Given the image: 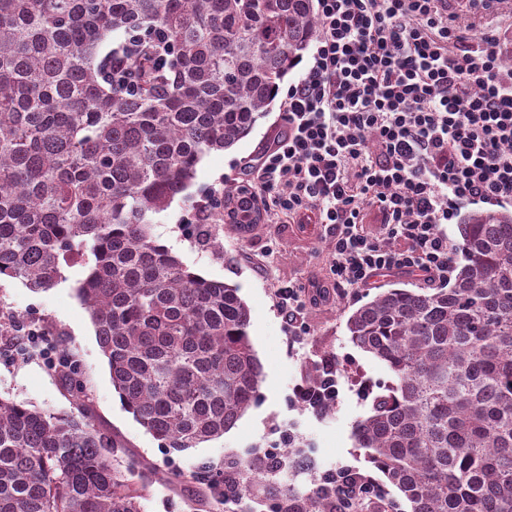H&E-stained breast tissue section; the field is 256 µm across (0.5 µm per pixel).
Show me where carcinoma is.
Instances as JSON below:
<instances>
[{"label": "carcinoma", "mask_w": 512, "mask_h": 512, "mask_svg": "<svg viewBox=\"0 0 512 512\" xmlns=\"http://www.w3.org/2000/svg\"><path fill=\"white\" fill-rule=\"evenodd\" d=\"M319 31L314 0H0V278L76 288L112 385L163 447L224 436L260 394L239 288L159 242L157 216L202 158L248 137ZM116 43L103 54L107 40ZM226 224L264 219L224 187ZM443 288H381L347 320L393 377L353 436L407 512H512V210L472 209ZM71 410L0 399V512H144L139 467L114 465L83 383ZM266 471L243 467L239 495ZM351 512L390 503L354 475ZM284 488L270 512H337Z\"/></svg>", "instance_id": "cac0c4a2"}]
</instances>
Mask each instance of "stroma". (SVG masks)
Listing matches in <instances>:
<instances>
[{
  "instance_id": "1",
  "label": "stroma",
  "mask_w": 512,
  "mask_h": 512,
  "mask_svg": "<svg viewBox=\"0 0 512 512\" xmlns=\"http://www.w3.org/2000/svg\"><path fill=\"white\" fill-rule=\"evenodd\" d=\"M284 124L279 107H272L254 131L232 149L205 156L186 198H175L153 228L162 243L197 273L238 286L250 310L251 341L263 367L260 397L224 437L170 454L125 409L112 385L89 313L76 293L87 273L85 265L66 268L65 281L47 291L36 292L6 278L0 280V311L14 317L17 324L47 329L50 340L77 362L96 423L120 442L119 463L144 465L145 512H210L213 491L207 483L193 479V472L205 464L224 469L232 461L264 466L263 454L271 446L270 428L275 424H288L295 446L313 466L281 472L277 482H265L262 495L231 503L232 512H268L267 495L288 485L312 488L321 472L339 466L363 472L370 469L353 438L355 421L366 416L373 404L372 397L358 395V382L367 379L382 389L392 377L380 362L348 339L346 321L361 298L342 299L332 293V276L321 251L322 225L311 221L264 223L243 236L231 225L220 224L215 229L222 244L218 251L187 238L181 230L195 201L211 187L219 186L225 175L240 173L262 146L272 143ZM288 281L299 283L307 292L316 285L329 290L325 298L307 301L304 319L310 333L297 345L289 344L288 327L273 298L274 285ZM329 352L336 354L345 369L338 405L320 418L289 406L292 385L310 376L320 357ZM0 398L52 412L71 408L60 377L50 370L42 354L13 356L1 340Z\"/></svg>"
}]
</instances>
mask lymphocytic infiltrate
Masks as SVG:
<instances>
[{"mask_svg":"<svg viewBox=\"0 0 512 512\" xmlns=\"http://www.w3.org/2000/svg\"><path fill=\"white\" fill-rule=\"evenodd\" d=\"M511 2L469 0L452 15L441 0H317L309 65L246 185L269 223L308 213L323 225L337 293L394 271L446 282L458 251L447 225L469 205L512 204V25L472 37L477 13ZM341 376L324 356L294 405L322 416Z\"/></svg>","mask_w":512,"mask_h":512,"instance_id":"lymphocytic-infiltrate-1","label":"lymphocytic infiltrate"}]
</instances>
